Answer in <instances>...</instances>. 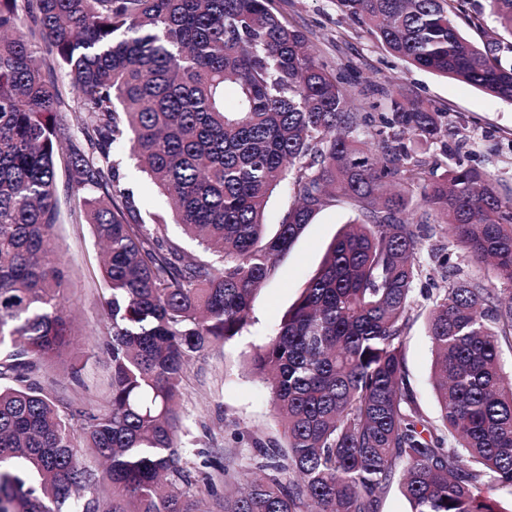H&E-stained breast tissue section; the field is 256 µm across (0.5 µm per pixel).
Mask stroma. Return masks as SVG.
<instances>
[{"mask_svg":"<svg viewBox=\"0 0 512 512\" xmlns=\"http://www.w3.org/2000/svg\"><path fill=\"white\" fill-rule=\"evenodd\" d=\"M273 7L301 27L319 60L329 69L353 67L360 82H400L432 110L444 113L449 146H461L460 160L495 175L512 188V105L470 85L445 79L406 63L385 51L366 28L352 24L336 9L335 0H273ZM123 183L133 192L142 211L164 207L163 197L137 169L129 154L120 157ZM65 219L56 228L61 254L68 267L69 304L75 315L73 345L51 358L44 378L79 406L100 405L107 392L109 363L100 343L107 337L100 314L105 288L101 249L88 224L68 219L69 201L59 197ZM355 217L353 208L336 202L322 209L282 258L275 276L256 297L250 324L240 336L210 348L192 364L187 375L182 410L186 447L223 455L236 471L245 470L255 440L277 436L278 425L265 384L252 372L250 360L272 336L283 313L319 266L333 237ZM457 259L458 251L442 226L423 225L417 257L423 269L413 292V310L402 353L416 404L431 422L440 409L432 382L434 353L427 332V316L446 281L432 271V253ZM84 365V385L68 374L71 362Z\"/></svg>","mask_w":512,"mask_h":512,"instance_id":"stroma-1","label":"stroma"}]
</instances>
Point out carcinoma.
Masks as SVG:
<instances>
[{
  "instance_id": "1",
  "label": "carcinoma",
  "mask_w": 512,
  "mask_h": 512,
  "mask_svg": "<svg viewBox=\"0 0 512 512\" xmlns=\"http://www.w3.org/2000/svg\"><path fill=\"white\" fill-rule=\"evenodd\" d=\"M272 2L0 0V512H378L395 481L411 512H500L486 492L512 496V296L470 273L433 301L440 422L420 414L402 355L417 226H449L471 264L512 283V197L448 162L443 113L390 89L392 112L366 111ZM465 2L336 5L407 64L512 104L500 42L460 31L484 23ZM487 2L512 38V0ZM125 149L204 256L168 237L165 213L142 216ZM288 183L297 203L269 233L268 199ZM62 190L106 248L111 374L89 411L39 380L71 336ZM337 201L356 218L253 356L283 442H254L256 478L239 490L223 458L190 465L182 383L250 323L258 291Z\"/></svg>"
}]
</instances>
